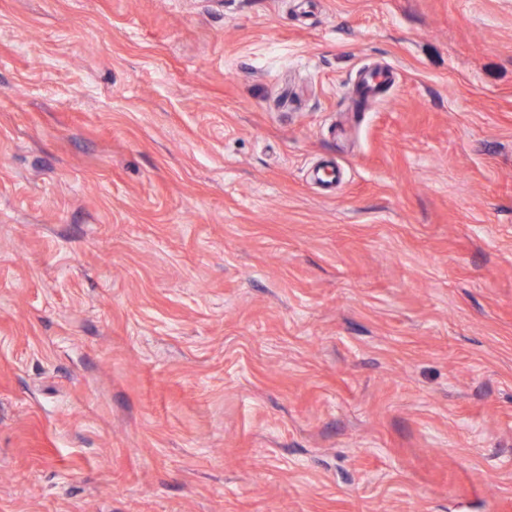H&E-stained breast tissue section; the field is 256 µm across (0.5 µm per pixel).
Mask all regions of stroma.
I'll list each match as a JSON object with an SVG mask.
<instances>
[{
	"mask_svg": "<svg viewBox=\"0 0 512 512\" xmlns=\"http://www.w3.org/2000/svg\"><path fill=\"white\" fill-rule=\"evenodd\" d=\"M0 512H512V0H0Z\"/></svg>",
	"mask_w": 512,
	"mask_h": 512,
	"instance_id": "35a3bbf8",
	"label": "stroma"
}]
</instances>
